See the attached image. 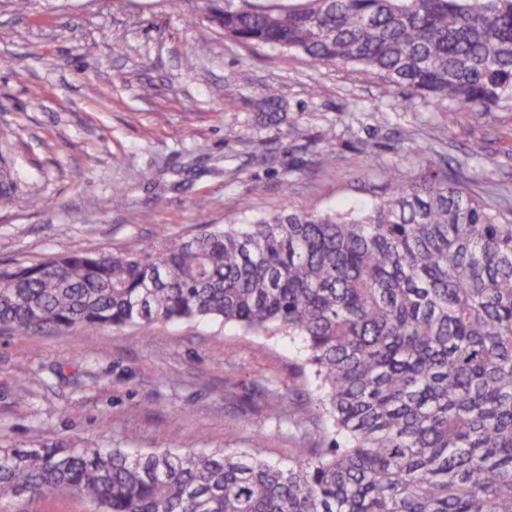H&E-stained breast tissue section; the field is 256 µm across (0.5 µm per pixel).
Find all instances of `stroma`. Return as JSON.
<instances>
[{
    "mask_svg": "<svg viewBox=\"0 0 512 512\" xmlns=\"http://www.w3.org/2000/svg\"><path fill=\"white\" fill-rule=\"evenodd\" d=\"M46 95L32 99L33 85ZM277 89L282 124L259 103ZM386 111L378 125L373 114ZM238 136L224 138L226 127ZM372 145L361 149L362 142ZM430 145L480 197L512 208V110L434 107L358 69L239 43L205 0H0V268L179 238L288 206H366L364 184L417 169ZM483 156L475 168L473 151ZM336 156L324 166V154ZM300 339L213 321L20 336L0 332V443L78 437L119 448L258 452L325 441ZM293 411L272 417L266 390ZM263 434L262 448L253 438ZM0 512H92L72 496Z\"/></svg>",
    "mask_w": 512,
    "mask_h": 512,
    "instance_id": "35a3bbf8",
    "label": "stroma"
}]
</instances>
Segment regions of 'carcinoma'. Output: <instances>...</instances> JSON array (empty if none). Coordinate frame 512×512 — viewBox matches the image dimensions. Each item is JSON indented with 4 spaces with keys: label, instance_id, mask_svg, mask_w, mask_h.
Returning <instances> with one entry per match:
<instances>
[{
    "label": "carcinoma",
    "instance_id": "carcinoma-1",
    "mask_svg": "<svg viewBox=\"0 0 512 512\" xmlns=\"http://www.w3.org/2000/svg\"><path fill=\"white\" fill-rule=\"evenodd\" d=\"M224 0L243 44L352 64L433 106H512V0ZM277 94L264 97L270 125ZM364 210L290 206L190 237L0 268V329L213 319L302 339L325 448L0 446V496L93 512H512V209L420 150ZM343 437L345 445L337 438Z\"/></svg>",
    "mask_w": 512,
    "mask_h": 512
}]
</instances>
